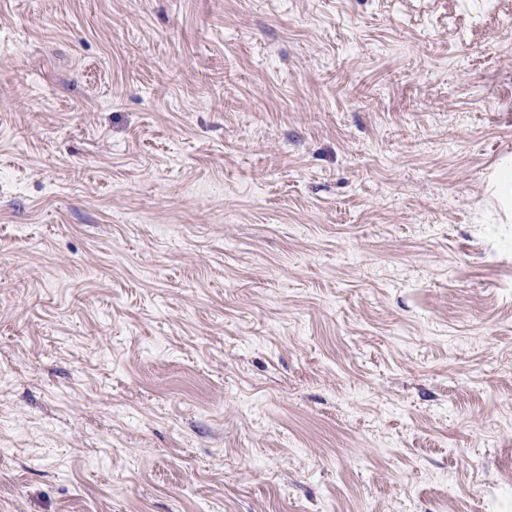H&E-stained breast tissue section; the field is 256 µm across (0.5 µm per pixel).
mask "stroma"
Masks as SVG:
<instances>
[{
    "label": "stroma",
    "instance_id": "1",
    "mask_svg": "<svg viewBox=\"0 0 512 512\" xmlns=\"http://www.w3.org/2000/svg\"><path fill=\"white\" fill-rule=\"evenodd\" d=\"M512 0H0V512H512Z\"/></svg>",
    "mask_w": 512,
    "mask_h": 512
}]
</instances>
